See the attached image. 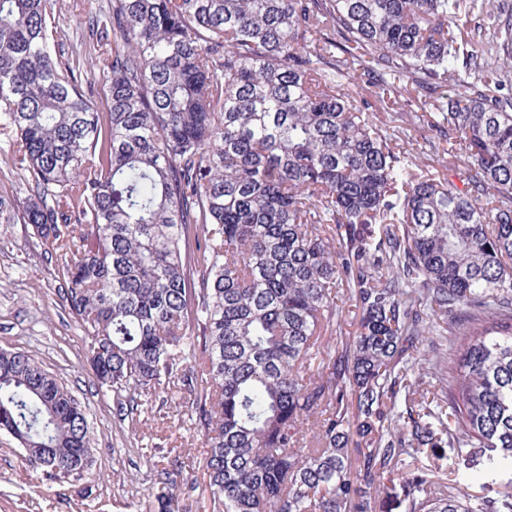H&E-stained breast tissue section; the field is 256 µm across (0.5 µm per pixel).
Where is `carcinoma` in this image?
Masks as SVG:
<instances>
[{
  "label": "carcinoma",
  "mask_w": 512,
  "mask_h": 512,
  "mask_svg": "<svg viewBox=\"0 0 512 512\" xmlns=\"http://www.w3.org/2000/svg\"><path fill=\"white\" fill-rule=\"evenodd\" d=\"M499 3L107 0L86 21L83 65L102 83L85 89L49 0H0V133L27 172L23 200L0 195V223L18 210L55 258L119 416L157 389L188 397L212 512H369L382 474L459 433L512 469V206L401 165L330 61L339 49L362 76L431 94L453 82L435 103L467 180L512 202ZM477 5L497 25L487 48L471 36ZM354 262L361 316L336 353L322 333ZM416 283L441 330L448 312H474L446 393L408 379ZM0 430L52 481L95 459L83 406L22 350H0ZM180 474L161 470L160 512H180ZM430 484L407 474L406 512H512V493Z\"/></svg>",
  "instance_id": "1"
}]
</instances>
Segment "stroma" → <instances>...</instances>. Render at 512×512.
Segmentation results:
<instances>
[{
    "label": "stroma",
    "mask_w": 512,
    "mask_h": 512,
    "mask_svg": "<svg viewBox=\"0 0 512 512\" xmlns=\"http://www.w3.org/2000/svg\"><path fill=\"white\" fill-rule=\"evenodd\" d=\"M344 87L372 120L409 150L411 161L428 175L466 188L465 150L448 144L428 121H439L428 106L427 91L396 84L377 92L381 77L345 73ZM360 318L354 291H336V330L328 339L339 349L355 334ZM465 320L455 335H435L424 326L409 353L413 378L431 380L447 374L457 348L466 344ZM24 350L57 376L86 408L95 464L81 476L59 482L26 470L19 443L0 431V512H156V497L165 488L159 471L178 461L183 484L178 489L184 512H210V493L203 468L206 450L196 434L189 404L157 394L145 401L135 421L121 420L112 395L101 389L86 362L79 324L62 299L54 260L45 254L31 226L0 223V350ZM492 449L452 439L441 448H423L413 465L437 470L477 497H494L512 484L490 467ZM408 489L402 471L385 473L372 495L369 512H405Z\"/></svg>",
    "instance_id": "obj_1"
}]
</instances>
